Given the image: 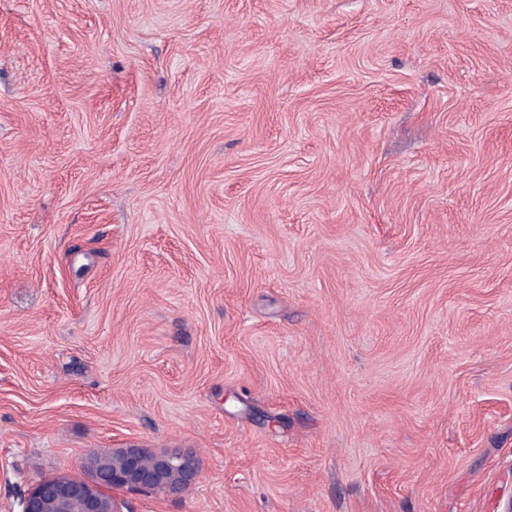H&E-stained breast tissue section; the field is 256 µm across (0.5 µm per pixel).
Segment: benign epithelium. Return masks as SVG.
<instances>
[{
	"instance_id": "obj_1",
	"label": "benign epithelium",
	"mask_w": 512,
	"mask_h": 512,
	"mask_svg": "<svg viewBox=\"0 0 512 512\" xmlns=\"http://www.w3.org/2000/svg\"><path fill=\"white\" fill-rule=\"evenodd\" d=\"M92 479L63 476L35 484L20 512H118L116 490L178 493L197 474L193 456L147 448H110L92 455Z\"/></svg>"
}]
</instances>
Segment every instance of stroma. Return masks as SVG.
I'll use <instances>...</instances> for the list:
<instances>
[{
  "mask_svg": "<svg viewBox=\"0 0 512 512\" xmlns=\"http://www.w3.org/2000/svg\"><path fill=\"white\" fill-rule=\"evenodd\" d=\"M512 502V0H0V512ZM93 476H63L35 484L20 512H116V490L178 493L197 474L193 456L147 448H110L92 455Z\"/></svg>",
  "mask_w": 512,
  "mask_h": 512,
  "instance_id": "35a3bbf8",
  "label": "stroma"
}]
</instances>
